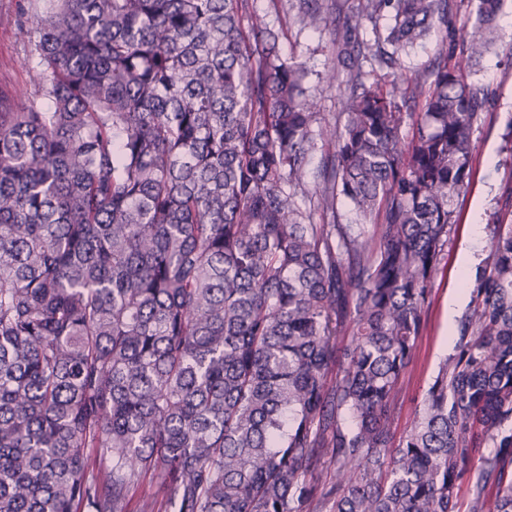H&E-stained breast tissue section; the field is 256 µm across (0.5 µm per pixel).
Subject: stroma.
Returning a JSON list of instances; mask_svg holds the SVG:
<instances>
[{
  "instance_id": "35a3bbf8",
  "label": "stroma",
  "mask_w": 512,
  "mask_h": 512,
  "mask_svg": "<svg viewBox=\"0 0 512 512\" xmlns=\"http://www.w3.org/2000/svg\"><path fill=\"white\" fill-rule=\"evenodd\" d=\"M44 8L45 0H0V88L11 90L21 100L35 94L26 72L30 53L26 19ZM253 8L271 28L280 30L283 57L303 64L305 86L316 103L320 121L336 118L343 109V90L329 82L328 72L339 65L341 32L302 27L300 0H254ZM496 25V45L477 75L478 80L494 89L495 100L475 126L471 186L467 194L455 201V230L444 249L431 297L424 308L425 331L403 379L394 426L398 436L411 428L426 390L449 356L443 347L444 337L457 333L456 322L448 318L449 294L474 285V274L461 272L463 246L475 225L486 224L502 184L512 174L503 165L500 152L502 137L512 122V0H506Z\"/></svg>"
}]
</instances>
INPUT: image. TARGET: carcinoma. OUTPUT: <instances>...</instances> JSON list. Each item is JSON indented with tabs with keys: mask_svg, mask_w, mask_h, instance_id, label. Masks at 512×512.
Listing matches in <instances>:
<instances>
[{
	"mask_svg": "<svg viewBox=\"0 0 512 512\" xmlns=\"http://www.w3.org/2000/svg\"><path fill=\"white\" fill-rule=\"evenodd\" d=\"M250 2L29 17L49 104L0 90V512H152L147 477L165 512H512L511 182L454 354L393 443L505 0H455L461 30L449 0H357L324 124ZM439 42L440 35L437 32H432L431 36L422 43L402 51L400 60L403 70L411 73L424 68L436 53ZM167 498L166 489L155 480L147 477L136 489L134 500L138 503L146 500L153 505V512H164V503Z\"/></svg>",
	"mask_w": 512,
	"mask_h": 512,
	"instance_id": "cac0c4a2",
	"label": "carcinoma"
}]
</instances>
